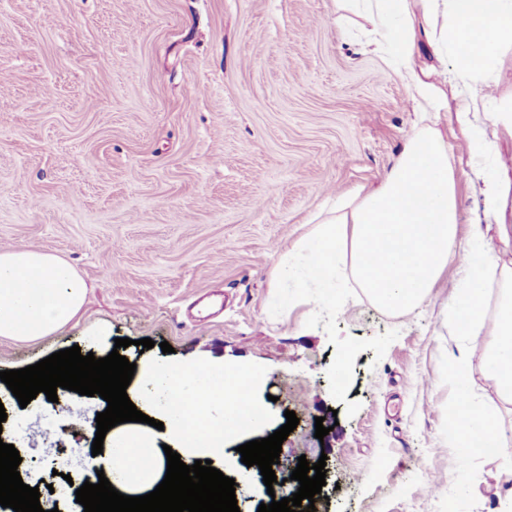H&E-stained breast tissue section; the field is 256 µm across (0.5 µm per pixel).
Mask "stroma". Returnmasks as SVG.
<instances>
[{
	"label": "stroma",
	"instance_id": "stroma-1",
	"mask_svg": "<svg viewBox=\"0 0 512 512\" xmlns=\"http://www.w3.org/2000/svg\"><path fill=\"white\" fill-rule=\"evenodd\" d=\"M339 15L338 0H0V251L58 256L87 285L55 333L0 336V371L75 345L102 358L119 338L139 364L246 363L264 412L251 438L295 412L279 460L326 458L327 512H512V465L460 454L448 426L455 275L402 313L341 284L342 307L314 315L312 289L276 286L326 199L381 182L414 132L402 76ZM434 121L464 237L481 185L455 112ZM467 385L512 443V404L481 369ZM0 405L22 480L49 496L102 402L23 407L0 382Z\"/></svg>",
	"mask_w": 512,
	"mask_h": 512
}]
</instances>
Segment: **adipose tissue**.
<instances>
[{
    "label": "adipose tissue",
    "instance_id": "adipose-tissue-1",
    "mask_svg": "<svg viewBox=\"0 0 512 512\" xmlns=\"http://www.w3.org/2000/svg\"><path fill=\"white\" fill-rule=\"evenodd\" d=\"M344 2L343 24L352 25L357 16L367 19L361 47L397 67L419 126L379 185L340 194L313 216L314 232L289 250L276 269V282L312 288L311 307L318 310L336 306V283L347 273L375 305L400 313L422 300L445 271H454L459 287L451 310L460 345L448 364V381L457 392L456 445L468 452L469 435L481 433L487 447L512 461V445L466 386L477 354L466 341L489 331L491 340L477 355L502 398L512 402V264L502 263L486 232L490 224L500 234L508 232L502 218L512 198V172L503 168L483 178V217L459 237L451 147L429 122L430 113L448 100V81L456 80L463 97L455 111L468 147L481 158L493 154L477 114L495 98L496 64L503 49L512 47V0ZM424 45L436 56H450V64L416 70L413 60ZM85 297L84 280L61 259L29 248L0 251V336L34 339L55 332L77 315ZM139 376L165 392L160 417L168 437L187 452L220 454L225 436L251 431L264 420L250 393L260 375L249 365L205 360L174 369L145 363ZM219 402L224 417L217 424L211 409ZM111 448L112 472L126 480L130 462L156 459L150 440L120 431L113 433Z\"/></svg>",
    "mask_w": 512,
    "mask_h": 512
}]
</instances>
